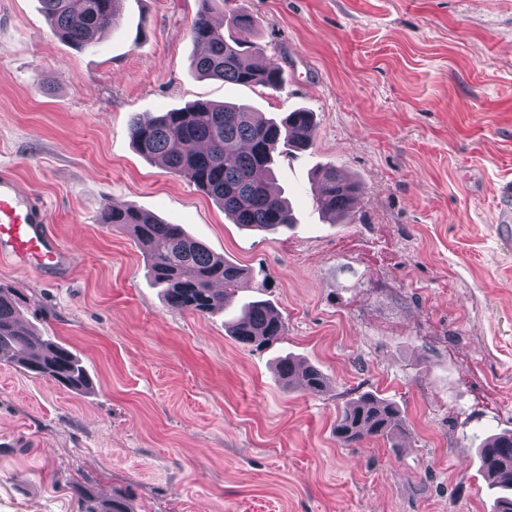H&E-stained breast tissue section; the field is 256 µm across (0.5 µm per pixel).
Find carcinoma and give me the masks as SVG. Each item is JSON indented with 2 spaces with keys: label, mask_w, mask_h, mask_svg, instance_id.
Wrapping results in <instances>:
<instances>
[{
  "label": "carcinoma",
  "mask_w": 512,
  "mask_h": 512,
  "mask_svg": "<svg viewBox=\"0 0 512 512\" xmlns=\"http://www.w3.org/2000/svg\"><path fill=\"white\" fill-rule=\"evenodd\" d=\"M54 32L78 46L99 39L120 22L124 0H41ZM226 0H200L189 34L203 48L191 60L201 77L278 91L285 83L274 63L259 70L242 49L244 40H224L212 26L211 12ZM130 134L137 151L159 159L172 172L188 176L233 221L250 230L274 231L294 223L291 209L273 182L275 159L307 146L315 134L313 113L295 109L283 118H267L246 104L199 101L186 109L142 114ZM314 196L331 216L354 212L361 194L357 180L334 168L320 170ZM99 223L126 229L143 249L148 273L173 307L199 316L230 307L246 279L245 269L214 255L178 224H165L133 206L101 207ZM26 301L15 288L0 286V361L16 363L63 387L83 391L91 384L80 360L62 344L21 325ZM284 321L267 302L243 306L231 322L230 335L260 349L280 339ZM277 373L311 395L327 386L323 372L291 357L279 361ZM336 438L351 446L368 439L392 441L403 434L400 411L373 392L350 399L336 419ZM488 488L498 494L497 512H512V432L485 438L478 448Z\"/></svg>",
  "instance_id": "carcinoma-1"
}]
</instances>
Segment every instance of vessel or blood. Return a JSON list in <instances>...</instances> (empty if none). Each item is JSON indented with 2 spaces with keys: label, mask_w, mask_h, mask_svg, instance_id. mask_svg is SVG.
Segmentation results:
<instances>
[{
  "label": "vessel or blood",
  "mask_w": 512,
  "mask_h": 512,
  "mask_svg": "<svg viewBox=\"0 0 512 512\" xmlns=\"http://www.w3.org/2000/svg\"><path fill=\"white\" fill-rule=\"evenodd\" d=\"M8 254L29 266L53 269L64 255L47 228L42 202L23 193L12 175L0 173V256Z\"/></svg>",
  "instance_id": "vessel-or-blood-1"
}]
</instances>
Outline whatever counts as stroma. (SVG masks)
<instances>
[{
    "instance_id": "35a3bbf8",
    "label": "stroma",
    "mask_w": 512,
    "mask_h": 512,
    "mask_svg": "<svg viewBox=\"0 0 512 512\" xmlns=\"http://www.w3.org/2000/svg\"><path fill=\"white\" fill-rule=\"evenodd\" d=\"M283 90L190 67L198 0H124L118 30L73 46L41 0H0V171L40 199L71 260L0 257L26 321L73 351L81 393L0 362V512H496L477 447L512 431V240L496 216L512 179V0H229ZM198 101L267 116L303 108L312 144L281 156L295 222L232 224L188 178L142 156L132 119ZM333 167L363 194L333 221L313 195ZM134 205L249 273L282 340L230 336L227 313L166 304L103 204ZM291 356L329 378L282 384ZM396 402L397 442L346 447L349 399Z\"/></svg>"
}]
</instances>
